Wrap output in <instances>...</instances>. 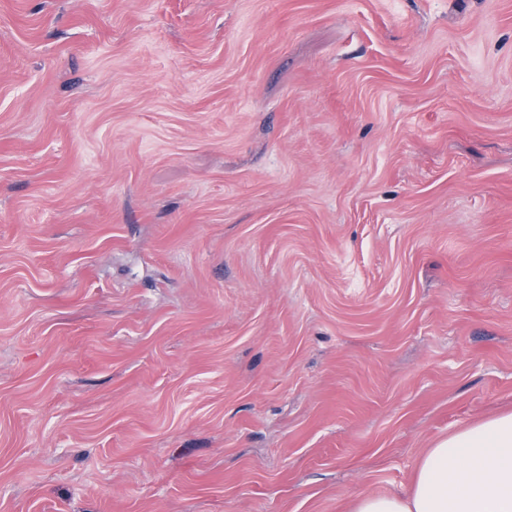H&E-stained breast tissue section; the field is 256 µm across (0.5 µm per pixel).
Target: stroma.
<instances>
[{
  "instance_id": "stroma-1",
  "label": "stroma",
  "mask_w": 512,
  "mask_h": 512,
  "mask_svg": "<svg viewBox=\"0 0 512 512\" xmlns=\"http://www.w3.org/2000/svg\"><path fill=\"white\" fill-rule=\"evenodd\" d=\"M512 410V0H0V512H350Z\"/></svg>"
}]
</instances>
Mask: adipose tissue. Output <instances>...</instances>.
I'll list each match as a JSON object with an SVG mask.
<instances>
[{"label": "adipose tissue", "mask_w": 512, "mask_h": 512, "mask_svg": "<svg viewBox=\"0 0 512 512\" xmlns=\"http://www.w3.org/2000/svg\"><path fill=\"white\" fill-rule=\"evenodd\" d=\"M351 512H512V412L449 434L402 496L359 493Z\"/></svg>", "instance_id": "obj_1"}]
</instances>
